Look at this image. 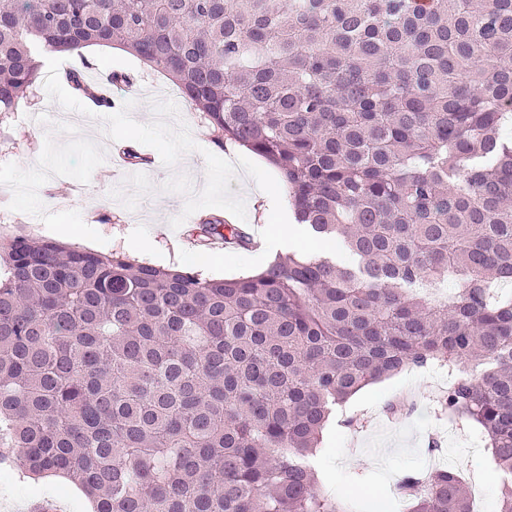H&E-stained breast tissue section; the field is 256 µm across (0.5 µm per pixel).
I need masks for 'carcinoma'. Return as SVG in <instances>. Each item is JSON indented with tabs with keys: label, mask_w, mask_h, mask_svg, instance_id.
<instances>
[{
	"label": "carcinoma",
	"mask_w": 512,
	"mask_h": 512,
	"mask_svg": "<svg viewBox=\"0 0 512 512\" xmlns=\"http://www.w3.org/2000/svg\"><path fill=\"white\" fill-rule=\"evenodd\" d=\"M92 45L166 74L350 261L216 279L13 237L3 464L94 512H367L319 491L323 430L363 387L436 368L512 512V0H0V113L43 53ZM396 494L394 512H471L448 469Z\"/></svg>",
	"instance_id": "carcinoma-1"
}]
</instances>
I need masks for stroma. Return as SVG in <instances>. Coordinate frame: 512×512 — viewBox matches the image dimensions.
Masks as SVG:
<instances>
[{"label":"stroma","mask_w":512,"mask_h":512,"mask_svg":"<svg viewBox=\"0 0 512 512\" xmlns=\"http://www.w3.org/2000/svg\"><path fill=\"white\" fill-rule=\"evenodd\" d=\"M80 71L85 81L125 73L137 94L117 85L112 107L91 108L63 79ZM0 144V239H52L48 227L67 224L96 252L133 255L131 239L151 235L149 264L197 267L234 278L255 272L248 249H212L203 225L216 217L247 233L270 223L257 183L280 184L264 158L235 144H218L200 113L191 111L162 72L119 49L90 46L80 54H49L41 80L7 121ZM142 156L133 180L115 165L116 149ZM439 378L407 372L369 385L337 407L323 432L315 464L338 497H360L376 512H390L405 467L443 466L483 487L485 512H495L499 475L483 442L465 423L439 418ZM358 419L355 427L348 418ZM0 512H27L49 499L59 512H93L85 496L60 477L25 480L0 471Z\"/></svg>","instance_id":"obj_1"}]
</instances>
